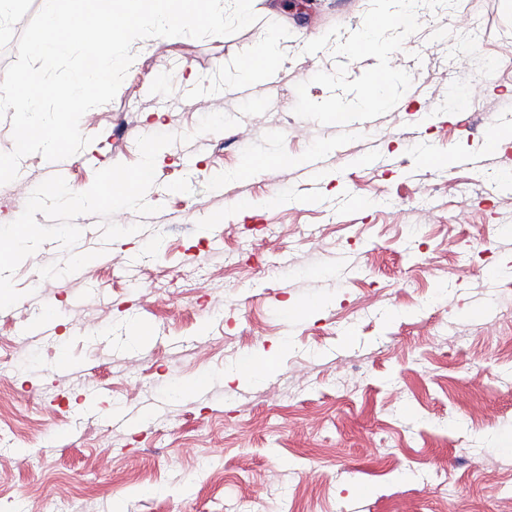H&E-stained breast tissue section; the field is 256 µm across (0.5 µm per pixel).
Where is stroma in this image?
<instances>
[{
	"label": "stroma",
	"mask_w": 512,
	"mask_h": 512,
	"mask_svg": "<svg viewBox=\"0 0 512 512\" xmlns=\"http://www.w3.org/2000/svg\"><path fill=\"white\" fill-rule=\"evenodd\" d=\"M43 4L0 17V80ZM378 7L252 0L256 22L234 34L133 42L115 98L80 121L91 142L68 186L136 163L140 136L193 139L156 158V214H115L141 232L105 251L83 215L73 251L98 258L41 278L68 253L49 241L16 269L24 297L0 310V512H512V193L495 185L512 142L484 150L512 114V0H422L410 28L348 50ZM272 35L275 77L240 84L239 60ZM384 66L404 110L354 125ZM458 88L474 111H449ZM212 112L240 123L197 134ZM264 154L285 159L284 179L241 175ZM50 169L22 159L0 225ZM46 305L56 331L28 332ZM275 342L261 379L230 380Z\"/></svg>",
	"instance_id": "obj_1"
}]
</instances>
